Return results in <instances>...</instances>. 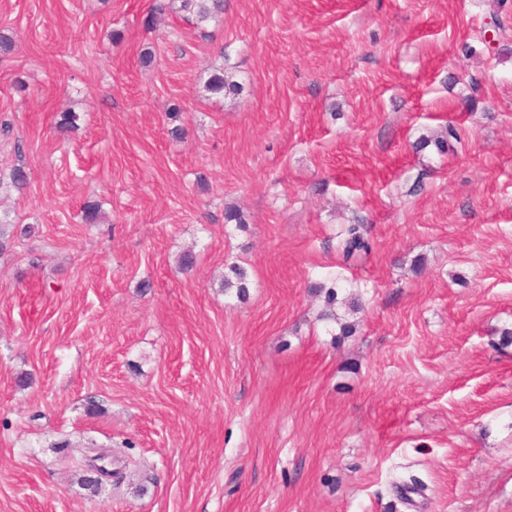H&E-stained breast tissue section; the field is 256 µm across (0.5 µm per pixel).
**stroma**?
Returning <instances> with one entry per match:
<instances>
[{"label":"stroma","instance_id":"obj_1","mask_svg":"<svg viewBox=\"0 0 512 512\" xmlns=\"http://www.w3.org/2000/svg\"><path fill=\"white\" fill-rule=\"evenodd\" d=\"M505 12L488 44L487 0H0V512H512ZM177 2L180 3L178 12L182 13L187 21L191 19L197 28L224 14V0H178ZM206 90L212 94H224L225 92L234 93L241 89V84L235 80V75L228 69H218L208 78L205 86ZM339 249L346 264L366 259L373 249L368 227L364 223L351 224L340 241Z\"/></svg>","mask_w":512,"mask_h":512}]
</instances>
